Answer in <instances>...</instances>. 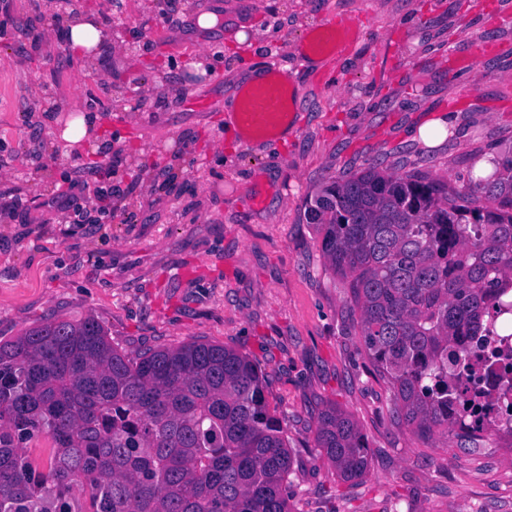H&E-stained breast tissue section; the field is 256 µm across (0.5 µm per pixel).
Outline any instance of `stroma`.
<instances>
[{
    "label": "stroma",
    "mask_w": 512,
    "mask_h": 512,
    "mask_svg": "<svg viewBox=\"0 0 512 512\" xmlns=\"http://www.w3.org/2000/svg\"><path fill=\"white\" fill-rule=\"evenodd\" d=\"M70 5L111 14V53L82 62L36 0L0 9V197L27 202L25 222L0 213V337L91 316L132 356L194 340L248 355L283 419L291 512H512V452L493 436L423 441L391 413L306 212L323 183L372 166L459 187L512 156V0ZM204 11L215 28L197 27ZM329 17L360 36L315 64L301 40ZM274 63L299 89V131L230 133L241 75ZM72 102L97 114L95 144L66 146ZM448 114L441 145L411 137ZM62 185L80 213L50 206ZM331 406L368 439L361 479L314 446Z\"/></svg>",
    "instance_id": "35a3bbf8"
}]
</instances>
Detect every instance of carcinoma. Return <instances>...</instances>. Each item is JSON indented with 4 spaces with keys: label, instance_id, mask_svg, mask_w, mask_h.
<instances>
[{
    "label": "carcinoma",
    "instance_id": "cac0c4a2",
    "mask_svg": "<svg viewBox=\"0 0 512 512\" xmlns=\"http://www.w3.org/2000/svg\"><path fill=\"white\" fill-rule=\"evenodd\" d=\"M306 208L349 279L393 413L423 440L448 433L449 362L512 289V158L459 189L372 167L326 182ZM315 447L342 479L367 473V439L333 407ZM291 467L264 380L232 349L130 357L92 317L0 339V512H290Z\"/></svg>",
    "mask_w": 512,
    "mask_h": 512
}]
</instances>
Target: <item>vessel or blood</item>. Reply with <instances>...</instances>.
<instances>
[{
  "label": "vessel or blood",
  "instance_id": "1",
  "mask_svg": "<svg viewBox=\"0 0 512 512\" xmlns=\"http://www.w3.org/2000/svg\"><path fill=\"white\" fill-rule=\"evenodd\" d=\"M351 28L336 21L321 25L316 35L306 38L305 55H332L349 42ZM279 66H270L263 82L242 90L238 104V134L276 135L295 124L294 102L298 96L295 86L280 80Z\"/></svg>",
  "mask_w": 512,
  "mask_h": 512
}]
</instances>
